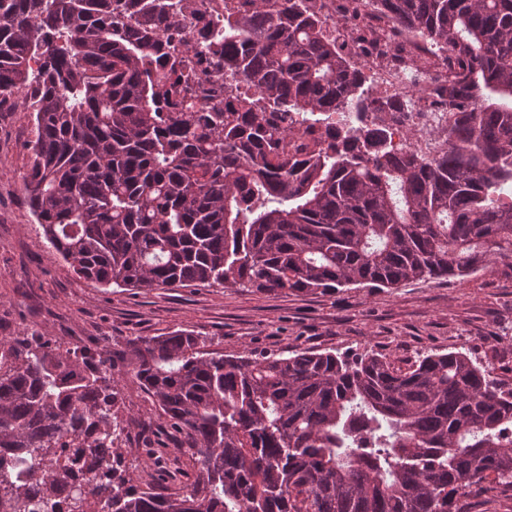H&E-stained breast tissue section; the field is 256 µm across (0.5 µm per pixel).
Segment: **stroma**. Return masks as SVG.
I'll return each mask as SVG.
<instances>
[{
  "instance_id": "35a3bbf8",
  "label": "stroma",
  "mask_w": 512,
  "mask_h": 512,
  "mask_svg": "<svg viewBox=\"0 0 512 512\" xmlns=\"http://www.w3.org/2000/svg\"><path fill=\"white\" fill-rule=\"evenodd\" d=\"M33 138L24 99L0 111V336L39 332L108 351L129 338L187 330L228 354L369 350L401 369L423 354L460 349L512 385V270L504 267L330 293L206 285L141 290L79 278L49 252L21 189ZM458 506L512 512V488L486 480L462 491Z\"/></svg>"
}]
</instances>
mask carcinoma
<instances>
[{
  "instance_id": "cac0c4a2",
  "label": "carcinoma",
  "mask_w": 512,
  "mask_h": 512,
  "mask_svg": "<svg viewBox=\"0 0 512 512\" xmlns=\"http://www.w3.org/2000/svg\"><path fill=\"white\" fill-rule=\"evenodd\" d=\"M201 0H0V96L26 93L22 190L48 248L103 286L330 292L512 270V0H377L453 75L456 113L431 156L387 147L401 98L366 102L318 0H247L197 55L224 70V106L196 95L181 54ZM374 112L305 158L268 116ZM127 369L183 435L189 487L132 484ZM512 485V387L462 351L406 371L375 354L226 355L191 331L112 356L0 337L5 512H457ZM67 496H62V493ZM458 507L463 512H512V488L499 486L488 479L462 491Z\"/></svg>"
}]
</instances>
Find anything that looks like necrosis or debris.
Returning <instances> with one entry per match:
<instances>
[{
	"label": "necrosis or debris",
	"instance_id": "obj_1",
	"mask_svg": "<svg viewBox=\"0 0 512 512\" xmlns=\"http://www.w3.org/2000/svg\"><path fill=\"white\" fill-rule=\"evenodd\" d=\"M327 30L350 57L362 62L369 83L402 95L412 93V111L397 112L389 123L394 147L431 153L443 145L451 114L435 90L448 80L446 61L384 15L356 9L350 0H320ZM414 138H407V131Z\"/></svg>",
	"mask_w": 512,
	"mask_h": 512
}]
</instances>
